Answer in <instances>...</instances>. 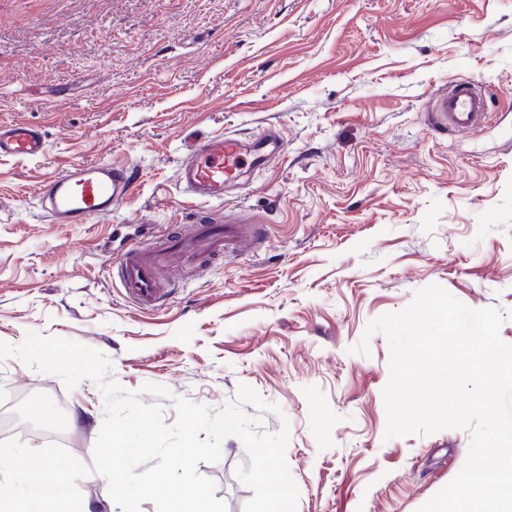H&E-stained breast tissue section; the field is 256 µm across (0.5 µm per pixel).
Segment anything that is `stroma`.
I'll return each instance as SVG.
<instances>
[{
  "instance_id": "35a3bbf8",
  "label": "stroma",
  "mask_w": 512,
  "mask_h": 512,
  "mask_svg": "<svg viewBox=\"0 0 512 512\" xmlns=\"http://www.w3.org/2000/svg\"><path fill=\"white\" fill-rule=\"evenodd\" d=\"M492 94L490 124L433 127L457 79ZM37 126L44 158L0 157V342L26 332L104 354L108 380L178 415L218 411L248 385L289 427L297 512H418L463 467L467 429L385 439L386 337L370 321L436 284L495 307L512 344V0H0V122ZM282 138L270 164L224 192L227 217L258 219L259 244L171 267L161 310L125 298L108 268L135 225L179 233L199 207L178 183L193 138ZM133 167L136 193L106 222L54 224L37 189L76 162ZM367 341L368 354L354 353ZM42 395L43 410L16 408ZM92 464L105 418L92 381L67 389L0 359V441L52 444ZM226 438L199 474L227 512L253 492Z\"/></svg>"
}]
</instances>
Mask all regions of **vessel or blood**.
Instances as JSON below:
<instances>
[{
	"instance_id": "vessel-or-blood-1",
	"label": "vessel or blood",
	"mask_w": 512,
	"mask_h": 512,
	"mask_svg": "<svg viewBox=\"0 0 512 512\" xmlns=\"http://www.w3.org/2000/svg\"><path fill=\"white\" fill-rule=\"evenodd\" d=\"M489 115L481 87L463 80L437 94L431 120L440 128L460 134L470 132ZM281 136L272 131L251 146L231 135L206 136L193 140L177 176L187 194L203 203H223L225 188L234 182L245 165L246 155L275 161ZM46 152L41 132L25 123L0 124V156L38 159ZM136 189L127 166L109 162L76 164L62 168L40 184L41 204L55 224H86L104 220ZM247 220L225 223L223 216L207 213L189 223L183 236L171 239L159 234L150 241L129 242L114 267L123 294L142 309L154 311L168 299L171 290L160 275L162 265L192 262L205 254L224 253L227 246L256 241Z\"/></svg>"
}]
</instances>
